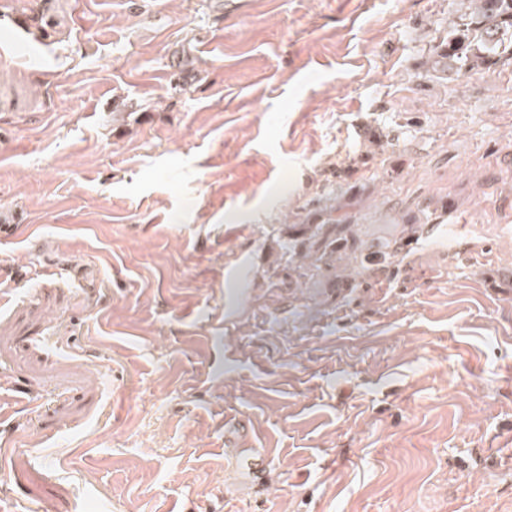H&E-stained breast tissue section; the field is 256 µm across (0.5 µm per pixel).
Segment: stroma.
Returning <instances> with one entry per match:
<instances>
[{"label": "stroma", "instance_id": "1", "mask_svg": "<svg viewBox=\"0 0 512 512\" xmlns=\"http://www.w3.org/2000/svg\"><path fill=\"white\" fill-rule=\"evenodd\" d=\"M455 7L0 0V512H512V64L429 73ZM335 214L461 248L293 261Z\"/></svg>", "mask_w": 512, "mask_h": 512}]
</instances>
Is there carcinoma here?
Here are the masks:
<instances>
[{"label": "carcinoma", "instance_id": "cac0c4a2", "mask_svg": "<svg viewBox=\"0 0 512 512\" xmlns=\"http://www.w3.org/2000/svg\"><path fill=\"white\" fill-rule=\"evenodd\" d=\"M512 61V0H458L448 17V40L438 46L430 69L455 78ZM334 224H317L293 255L317 259L336 253Z\"/></svg>", "mask_w": 512, "mask_h": 512}]
</instances>
